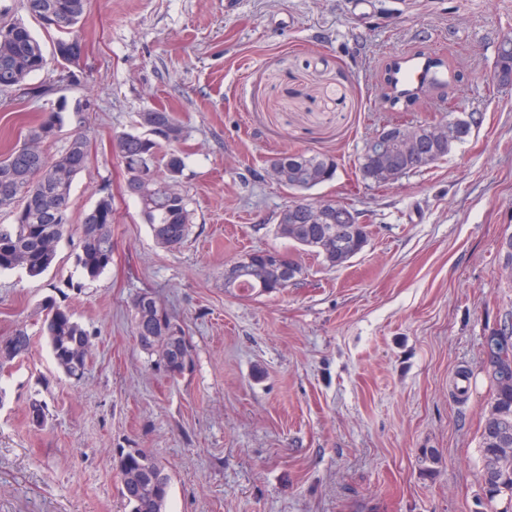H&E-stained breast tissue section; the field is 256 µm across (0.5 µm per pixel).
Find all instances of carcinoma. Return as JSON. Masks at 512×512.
<instances>
[{"label":"carcinoma","mask_w":512,"mask_h":512,"mask_svg":"<svg viewBox=\"0 0 512 512\" xmlns=\"http://www.w3.org/2000/svg\"><path fill=\"white\" fill-rule=\"evenodd\" d=\"M86 4L87 0H27L29 13L41 26L58 33L50 57L27 25L0 23L1 92L25 85L31 75L44 70L52 61L61 66V79L75 77L69 67L80 61L76 50L82 47L80 24ZM496 68L503 78L512 77L511 38L504 41ZM64 104L61 100L44 109L24 141L0 157V210H9L13 217L11 223L0 224V273L19 268L32 278L41 276L53 264L58 243L69 231L72 187L76 177L88 167L90 142L86 135L76 131L59 153H46L45 146L56 141L64 126ZM437 126L448 128V141L432 140L429 131ZM403 127L416 134L420 148L433 164L447 157L471 132L470 126L453 112L439 120L405 123ZM389 128L386 124L379 132L386 134L384 142L393 156L395 171L403 174L411 162L404 154L402 139L389 133ZM187 136L182 122L163 108L140 113L138 127L113 136V147L126 170L145 166L156 167L162 173L152 194L129 191L127 195L139 201L142 220L150 226L156 242L169 250L180 248L192 229L188 198L183 194L171 195L168 186L185 168L179 145ZM274 161L285 174L284 187L295 194L294 204L302 201L301 192L333 180L337 172L336 159L327 154L295 152L279 155ZM356 169L362 182L370 187L389 184L385 170L366 147L357 158ZM112 221L109 193L98 198L81 224V252L76 262L87 279H96L112 264ZM275 233L301 250L316 253L326 265L334 267L336 255L343 249L363 251L372 231L369 224L336 221L334 210L317 215L315 201L310 200L294 211H281ZM300 274L302 267L288 253H282V271L277 275L266 270L262 251L253 250L224 267V287L254 294L274 293L288 287ZM132 308L133 334L140 347L148 355L157 356V363L168 364L170 376L181 375L180 363L185 354L191 353L184 336L171 338L162 350L149 341L162 327L173 323L167 309L148 293L137 296ZM41 310L43 330L58 367L68 377L86 367L92 355L89 333L51 297L42 301ZM30 344L27 331L19 327L8 336H0V358L9 362L21 359L28 354ZM500 352V358L484 368L492 397L479 436L482 491L484 498L498 504L512 502V463L500 464L501 449L512 448V343ZM140 453L151 457L166 479L151 480L141 472L139 459L130 455L120 477V494L129 512H165L171 477L154 453L144 449Z\"/></svg>","instance_id":"carcinoma-1"}]
</instances>
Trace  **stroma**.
I'll return each instance as SVG.
<instances>
[{
	"instance_id": "stroma-1",
	"label": "stroma",
	"mask_w": 512,
	"mask_h": 512,
	"mask_svg": "<svg viewBox=\"0 0 512 512\" xmlns=\"http://www.w3.org/2000/svg\"><path fill=\"white\" fill-rule=\"evenodd\" d=\"M81 29L75 82L51 65L29 93H0V155L62 98L72 109L50 153L76 130L91 147L54 264L0 274V336L23 326L33 338L0 370V512H127L123 448L166 463V512H490L478 465L485 338L512 322L500 249L512 235V81L492 75L512 0H88ZM419 49L456 80L387 109L386 64ZM152 107L189 131L179 188L193 228L174 251L125 195L111 147ZM450 109L477 122L446 159L385 187L358 180L376 129ZM291 151L335 157V180L307 196L349 206L370 240L335 268L293 251L303 273L276 294L225 288L240 254L292 251L274 227L293 196L267 174ZM104 190L112 264L85 281L79 225ZM144 292L192 345L178 380L133 335ZM48 296L90 334L82 380L57 368L40 333Z\"/></svg>"
}]
</instances>
